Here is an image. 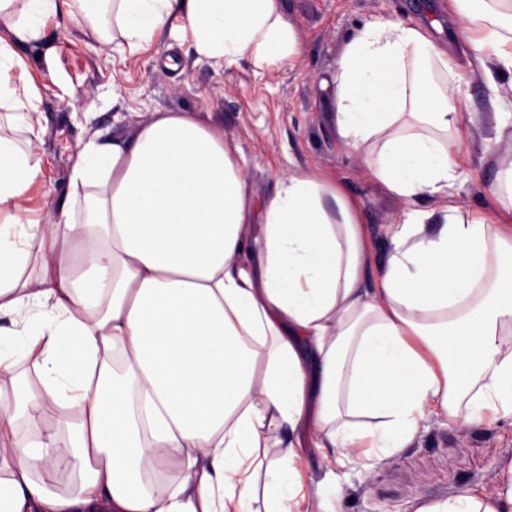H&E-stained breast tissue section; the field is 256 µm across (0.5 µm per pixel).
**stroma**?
I'll return each mask as SVG.
<instances>
[{
  "label": "stroma",
  "mask_w": 512,
  "mask_h": 512,
  "mask_svg": "<svg viewBox=\"0 0 512 512\" xmlns=\"http://www.w3.org/2000/svg\"><path fill=\"white\" fill-rule=\"evenodd\" d=\"M304 46L293 65L259 70L251 63L218 71L185 55L173 35L162 34L139 53L87 37L82 27L49 20L39 46L16 44L39 87L42 173L30 206L39 219L52 213L67 190L78 145L101 131L132 135L158 112H196L223 125L227 144L243 164L257 197L275 178L304 169L335 180L359 205L370 230L372 261L387 255L385 227L398 223L406 201L367 175L359 157L347 154L324 106L321 82L330 78L350 37L378 17L408 23L448 21V0H281ZM175 58L178 66L166 65ZM459 83L477 123L460 144L458 162L466 179L460 204L489 205L488 187L497 169L512 163V139L494 141L488 110L490 90L482 72L464 71ZM512 455V425L503 421L469 428L432 415L412 446L384 465L354 460L336 466L343 486L340 512H414L462 488H492L503 457Z\"/></svg>",
  "instance_id": "35a3bbf8"
}]
</instances>
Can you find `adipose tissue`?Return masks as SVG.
Returning <instances> with one entry per match:
<instances>
[{"label": "adipose tissue", "mask_w": 512, "mask_h": 512, "mask_svg": "<svg viewBox=\"0 0 512 512\" xmlns=\"http://www.w3.org/2000/svg\"><path fill=\"white\" fill-rule=\"evenodd\" d=\"M137 54L181 19V39L228 69L303 47L280 0H0V512H336V464L385 462L428 412L462 427L512 419V166L492 209L453 204L473 121L450 74L479 63L494 137L512 128V0H448L469 30L448 52L428 25L383 20L323 80L348 151L390 194L434 199L392 225L379 267L343 187L294 170L257 198L224 128L159 112L124 138L82 142L47 223L27 202L40 99L14 43L58 15ZM53 403L74 426L42 425ZM69 450L71 490L40 478ZM416 512H512L497 488Z\"/></svg>", "instance_id": "adipose-tissue-1"}]
</instances>
